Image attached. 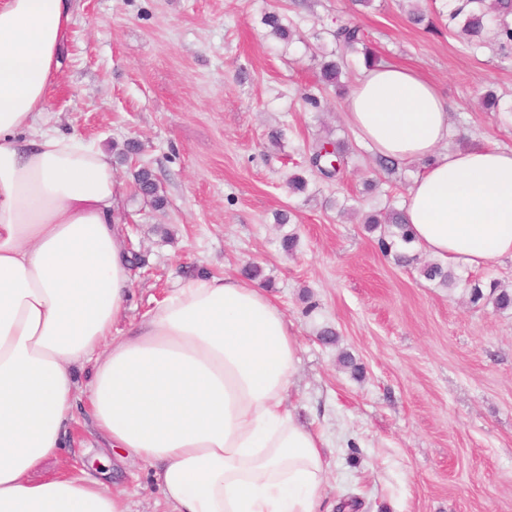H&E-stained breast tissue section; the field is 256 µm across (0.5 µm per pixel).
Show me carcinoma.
Wrapping results in <instances>:
<instances>
[{
    "instance_id": "1",
    "label": "carcinoma",
    "mask_w": 512,
    "mask_h": 512,
    "mask_svg": "<svg viewBox=\"0 0 512 512\" xmlns=\"http://www.w3.org/2000/svg\"><path fill=\"white\" fill-rule=\"evenodd\" d=\"M447 20L461 22L462 32L469 37L470 44H483L485 35L493 34L500 47L512 48V0H457L448 3ZM264 24L270 34L282 41L292 40L293 32L277 13H269ZM336 41L345 49L363 55L364 65L371 68L379 63L378 56L369 45L364 31L357 26L343 25L335 32ZM345 68L344 58L329 59L322 62L318 82L338 92L343 90L340 77ZM343 162L338 148L327 150L320 144L310 158L309 168L321 177L332 179L337 176L330 167V161ZM135 181L140 193L152 199L154 206L164 205V199L158 194V186L153 171L147 167L140 168L135 174ZM366 229L379 232L378 245L385 254H393L400 264L411 265L420 261V253L413 245V238L408 231L404 213L388 208L380 215H371L366 219ZM423 276L439 286L452 287L460 285L475 306L490 304L497 311L512 310V290L500 286L496 281L482 286L468 279L454 275L439 263H426L422 267Z\"/></svg>"
}]
</instances>
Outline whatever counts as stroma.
Masks as SVG:
<instances>
[{
	"label": "stroma",
	"instance_id": "35a3bbf8",
	"mask_svg": "<svg viewBox=\"0 0 512 512\" xmlns=\"http://www.w3.org/2000/svg\"><path fill=\"white\" fill-rule=\"evenodd\" d=\"M58 80L45 110L52 127L105 151L135 140L117 167L124 235L143 263L117 322L125 329L189 273L256 283L287 315L300 343L291 405L329 446L320 512H512V311L472 306L419 266L401 267L361 222L403 207L421 163L390 174L346 124V102L322 92L315 73L337 50L336 29L357 23L384 63L415 70L448 106L449 148L512 149V50L475 48L457 25L437 32L409 22L408 0H73ZM278 12L294 32L273 39ZM498 112L475 105L486 87ZM345 146L340 179L311 176L292 194L289 175L308 167L325 135ZM152 169L158 209L134 174ZM374 182L365 192V182ZM292 213L279 224L275 214ZM297 233L294 254L280 247ZM332 328L337 342L321 337ZM362 365L354 377L338 362ZM34 471L70 470L128 495L130 512H158L148 470L119 461L86 413Z\"/></svg>",
	"mask_w": 512,
	"mask_h": 512
}]
</instances>
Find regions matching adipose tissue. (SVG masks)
Instances as JSON below:
<instances>
[{"instance_id": "adipose-tissue-1", "label": "adipose tissue", "mask_w": 512, "mask_h": 512, "mask_svg": "<svg viewBox=\"0 0 512 512\" xmlns=\"http://www.w3.org/2000/svg\"><path fill=\"white\" fill-rule=\"evenodd\" d=\"M72 0H0V512H128L97 480L37 467L85 407L167 512H318L324 434L286 400L299 344L249 279L182 278L122 332L131 286L121 184L103 149L38 132ZM346 120L378 154L423 162L404 205L416 246L478 270L512 259V150L448 147V109L403 66L364 70Z\"/></svg>"}]
</instances>
